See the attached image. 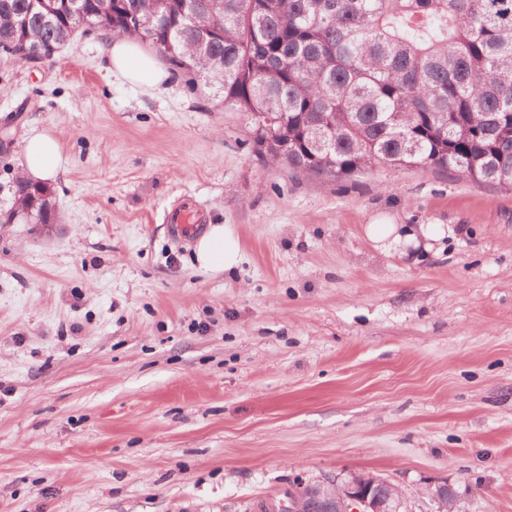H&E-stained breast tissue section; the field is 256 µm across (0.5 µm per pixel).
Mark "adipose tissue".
I'll list each match as a JSON object with an SVG mask.
<instances>
[{"instance_id":"ef3b65f1","label":"adipose tissue","mask_w":512,"mask_h":512,"mask_svg":"<svg viewBox=\"0 0 512 512\" xmlns=\"http://www.w3.org/2000/svg\"><path fill=\"white\" fill-rule=\"evenodd\" d=\"M106 60L113 75L149 90L167 78L156 58L134 38L111 36L106 40ZM23 173L34 183L52 181L60 168L57 141L45 131L30 130L23 145ZM196 258L203 270H228L239 262V247L229 230L212 227L196 247Z\"/></svg>"}]
</instances>
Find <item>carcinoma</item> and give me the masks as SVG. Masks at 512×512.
Returning <instances> with one entry per match:
<instances>
[{
  "instance_id": "carcinoma-1",
  "label": "carcinoma",
  "mask_w": 512,
  "mask_h": 512,
  "mask_svg": "<svg viewBox=\"0 0 512 512\" xmlns=\"http://www.w3.org/2000/svg\"><path fill=\"white\" fill-rule=\"evenodd\" d=\"M0 0V52L28 62L98 30L224 91L294 171L450 169L512 187V0ZM222 35L200 44L201 34ZM11 222L28 206L15 182Z\"/></svg>"
}]
</instances>
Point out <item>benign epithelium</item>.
<instances>
[{"instance_id":"benign-epithelium-1","label":"benign epithelium","mask_w":512,"mask_h":512,"mask_svg":"<svg viewBox=\"0 0 512 512\" xmlns=\"http://www.w3.org/2000/svg\"><path fill=\"white\" fill-rule=\"evenodd\" d=\"M384 481L373 475L352 473L342 479H325L304 484L288 493L287 498L270 505L271 512H400L403 497L392 485L379 491ZM426 495L437 505V512H453L456 491L442 482L427 489Z\"/></svg>"}]
</instances>
